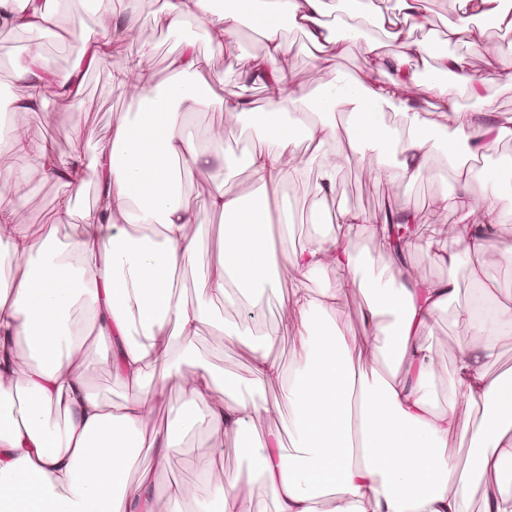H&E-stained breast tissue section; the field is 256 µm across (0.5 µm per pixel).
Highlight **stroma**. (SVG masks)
Returning <instances> with one entry per match:
<instances>
[{"mask_svg":"<svg viewBox=\"0 0 512 512\" xmlns=\"http://www.w3.org/2000/svg\"><path fill=\"white\" fill-rule=\"evenodd\" d=\"M139 29L148 32L156 44L151 66L157 81L163 82L169 78L183 41L192 38L196 40L201 53L209 55L210 76L228 96L245 93L246 88L239 80V73L252 56L261 53L263 47L261 38L243 35L233 51L220 53L210 50L204 38V26L196 22L184 30L172 32L159 21L144 15L140 18ZM112 68L109 62L90 66L83 72V85L78 97L49 99L38 119L31 124L30 136L51 144L55 153L63 156L69 151L68 134L77 126L82 131L88 155H95L98 147L107 139L113 123L128 108L124 88L112 81ZM7 193L22 206L28 223L43 231L52 228L65 189L59 181L35 178L11 185ZM393 194V189L385 183L370 178L354 183L344 176L337 184L336 201L374 213L382 211ZM502 284V279L493 273L487 256L462 259L457 269L456 294L447 306L436 313L431 324L429 342L432 354L444 357L446 361L445 375L431 389L432 402L437 409L447 408L453 395L450 374L455 367L456 354L459 347L472 339L470 326L457 317L458 310L476 300L488 306L494 305ZM285 312V307L275 300L271 301L259 320L247 317L236 307L220 306L216 309L218 316L238 327L248 326L257 332L277 334L278 340L270 355L287 365L291 362L292 344L279 321ZM209 335V330H202L194 342L200 358L213 370L223 374L230 390L246 394L250 361L242 346L233 338L225 340L223 344L212 345L208 342ZM209 445L206 428H199L190 447L171 454L167 467L157 475L159 485L164 487L175 481L204 485L205 478L195 462L209 453Z\"/></svg>","mask_w":512,"mask_h":512,"instance_id":"1","label":"stroma"}]
</instances>
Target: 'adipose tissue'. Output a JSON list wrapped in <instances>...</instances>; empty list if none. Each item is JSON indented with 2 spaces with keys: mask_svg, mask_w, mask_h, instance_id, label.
<instances>
[{
  "mask_svg": "<svg viewBox=\"0 0 512 512\" xmlns=\"http://www.w3.org/2000/svg\"><path fill=\"white\" fill-rule=\"evenodd\" d=\"M28 2L29 9L19 12L12 0H0V25L41 32L62 19L82 49L61 74L40 43L28 46L14 70L24 93L13 111L26 120L37 116L46 96L70 98L84 63L111 59L115 43L137 29L140 7V0H124L119 9L112 0H96L100 25L94 30L71 11L70 0ZM346 2L336 17L329 0H157V17L168 30L203 21L206 41L220 52L233 49L243 28H256L263 50L239 78L265 90L267 109L255 112L242 97L225 96L191 40L183 42L171 77L156 82L146 65L153 45L140 39L137 55L112 70L123 86L137 72V93L130 114L112 125L91 158L104 189L78 221L70 219V201L83 194L91 160L79 129H71L63 158L25 132L0 141V150L24 160L0 170L1 185L60 177L67 189L57 218L65 228L61 236L37 234L16 204L0 202V221L15 227L12 238L0 240V267L24 265L20 275L0 280V329L24 339L32 358L22 378L0 371V512H153L160 491L170 512H246L239 480L227 483L214 472L223 461L224 435H243L255 416L273 411L265 391L275 385L286 393L289 418L256 438L248 473L249 485L270 497L273 512H320L325 497L335 502L331 512H512V486L504 478V464L512 460V376L486 370L494 337L512 330V286L492 319L471 308L460 313L474 338L458 351L453 385L469 410L482 413L469 426L478 450L474 468L459 466L447 453L459 413L456 405L439 410L431 403L436 374L425 341L431 319L455 293L460 258L487 253L512 221V201L499 193L498 175L486 176L478 199L467 167L468 160L512 140V118H501L485 94L493 85L511 87L512 68L492 53L478 72L471 57L416 38L425 0H398L395 10L386 0ZM501 3L453 0L456 19L444 41L481 45L483 34L472 26L478 16L512 31V13ZM360 18L385 36L366 41L361 68L312 85L295 82L286 66L293 48L282 28L299 30L303 52L326 64L347 52ZM386 41L391 50H383ZM428 59L439 79L418 73ZM411 84L421 88L422 98L406 96ZM465 94L482 109L464 111ZM203 109L234 113L238 123L255 127L257 142L244 152L255 189L243 194L228 185L210 194L209 208L223 217L224 233L211 271L196 282L190 299L177 293L176 275L195 266L208 228L188 203L184 180L234 169L223 141L188 132V116ZM332 143L340 146L334 165L326 161ZM439 153L455 171L457 186L441 193L438 205L465 226L457 251L439 256L446 277L413 279L390 253L379 278L369 277L351 231L388 217L337 204L340 162L361 165L373 180L398 188L430 170ZM312 167L314 234L301 247L276 249L291 226L286 213L275 215L271 208ZM282 265L294 274L288 295L295 320L292 364L286 368L271 358L274 337L242 339L252 394H229L193 340L206 326L216 335H233L216 318L217 305L242 301L262 313L265 294L280 292ZM331 266L338 278L311 290L313 276ZM355 290L366 296L360 333L333 319ZM87 349L98 362L114 364L113 381L128 390L119 411L107 410L74 368V355ZM367 349L377 367L363 372L357 363ZM174 386L182 393L170 411L175 427L148 430L146 409ZM202 424L213 437L201 463L207 490L177 482L159 488L157 472ZM144 447L152 448L154 463L128 481ZM477 484L484 487L478 503L472 496Z\"/></svg>",
  "mask_w": 512,
  "mask_h": 512,
  "instance_id": "1",
  "label": "adipose tissue"
}]
</instances>
